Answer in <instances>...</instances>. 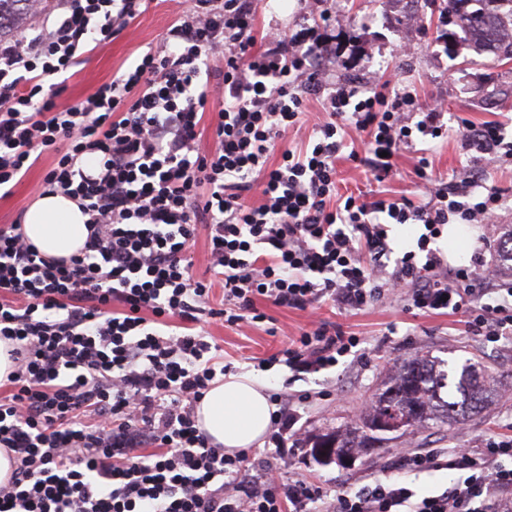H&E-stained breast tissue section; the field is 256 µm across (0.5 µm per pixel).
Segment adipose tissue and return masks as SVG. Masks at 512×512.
<instances>
[{"label":"adipose tissue","instance_id":"obj_1","mask_svg":"<svg viewBox=\"0 0 512 512\" xmlns=\"http://www.w3.org/2000/svg\"><path fill=\"white\" fill-rule=\"evenodd\" d=\"M86 221L75 200L44 195L26 212L23 232L42 256L67 258L83 248ZM267 388L266 381L250 373L225 376L197 405L201 429L229 452L263 445L275 411Z\"/></svg>","mask_w":512,"mask_h":512}]
</instances>
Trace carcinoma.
Here are the masks:
<instances>
[{
  "label": "carcinoma",
  "mask_w": 512,
  "mask_h": 512,
  "mask_svg": "<svg viewBox=\"0 0 512 512\" xmlns=\"http://www.w3.org/2000/svg\"><path fill=\"white\" fill-rule=\"evenodd\" d=\"M413 11L425 26L429 18L452 26L445 32L446 51L456 57L462 50L493 57L500 65L512 64V38H499L502 29L512 30V0H396ZM19 0H0V37L9 33L19 17ZM428 355L405 362L386 383L369 416L350 430L314 437L311 455L320 463L342 461L353 448L379 443L384 434L416 424L452 423L480 413L488 405L487 377L480 363L465 361L457 381L448 383V372Z\"/></svg>",
  "instance_id": "1"
}]
</instances>
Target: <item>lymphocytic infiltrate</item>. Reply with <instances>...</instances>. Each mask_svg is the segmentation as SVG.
<instances>
[{"label":"lymphocytic infiltrate","instance_id":"lymphocytic-infiltrate-1","mask_svg":"<svg viewBox=\"0 0 512 512\" xmlns=\"http://www.w3.org/2000/svg\"><path fill=\"white\" fill-rule=\"evenodd\" d=\"M185 2L159 49L65 106L61 76L150 0H30L43 24L0 38V189L53 155L38 193L76 200L90 230L78 254L48 259L21 225L0 226V339L13 363L0 395L12 467L0 512H311L318 483L250 469L249 453L214 445L196 415L218 359L197 326L265 322L258 301L355 313L402 288L410 308L460 316L488 343L512 341V282L486 276L484 251L451 267L430 246L451 220L495 222L501 194L482 191L478 173L432 178L423 156L420 202L336 199L338 121L366 134L362 164L381 179L402 150L447 136L439 112L409 125V95L319 83L323 44L259 32L257 0ZM213 92L223 105L208 134L200 123ZM311 95L330 119L295 148L288 135ZM504 131L465 124L456 135L495 159L512 155ZM254 188L256 205L245 197ZM392 224L425 228L396 260ZM200 236L224 288L217 307L191 274ZM359 343L315 322L280 355L294 372H317ZM405 460L465 477L420 499L377 479L337 491L330 512H512V436Z\"/></svg>","mask_w":512,"mask_h":512}]
</instances>
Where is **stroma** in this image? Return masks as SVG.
I'll use <instances>...</instances> for the list:
<instances>
[{
  "mask_svg": "<svg viewBox=\"0 0 512 512\" xmlns=\"http://www.w3.org/2000/svg\"><path fill=\"white\" fill-rule=\"evenodd\" d=\"M180 9L178 0H151L148 10L127 32L96 48L74 68L61 103L76 101L90 85L111 81L115 74L134 68L146 52L162 45ZM402 14L397 0H260L258 5L261 28H285L292 33L304 28L312 38L328 44L332 55L323 66L337 81L375 87L389 80L396 89L410 94L416 107L427 110L433 103H442V121L449 128L464 122L475 126L499 123L512 134V97L492 94L494 86L512 87V73H503L501 66L482 55H472L467 63L449 59L436 26L407 35L399 22ZM344 139L336 160L338 195L367 201L422 198L423 184L414 172L416 153L401 152L393 173L379 182L349 157L353 151L367 156L365 137L348 133ZM429 147L433 176L448 179L473 167L482 173L486 187L502 192L498 223L464 225V251L454 252L441 238L434 243L449 265L467 266L482 239L499 242L504 226L512 225V160L478 159L476 152L465 150L453 136L433 140ZM51 162V157H42L10 194L0 196V225L24 216ZM265 311L274 318L278 334L269 335L261 323L246 331L210 323L206 330L232 372L259 376L268 382L272 394L306 395L296 424L299 443L295 449L282 455L267 441L249 451L256 461L276 468L283 479L304 476L329 493L339 488L355 492L377 478L403 484L420 497L454 487L461 471L416 472L392 456L391 448L358 452L346 466L324 465L310 454L312 437L351 428L400 364L420 355L442 359L452 369L467 360L480 363L489 376L492 401L481 414L465 422L408 430L395 440V447L470 448L492 435H512V349L472 336L458 316L416 315L406 310L399 297L382 299L355 314L340 312L329 302L320 303L313 313L270 305ZM313 317L360 336L361 343L357 352L339 358L336 366L300 375L275 361L274 355L286 345L289 335L298 333Z\"/></svg>",
  "mask_w": 512,
  "mask_h": 512,
  "instance_id": "35a3bbf8",
  "label": "stroma"
}]
</instances>
